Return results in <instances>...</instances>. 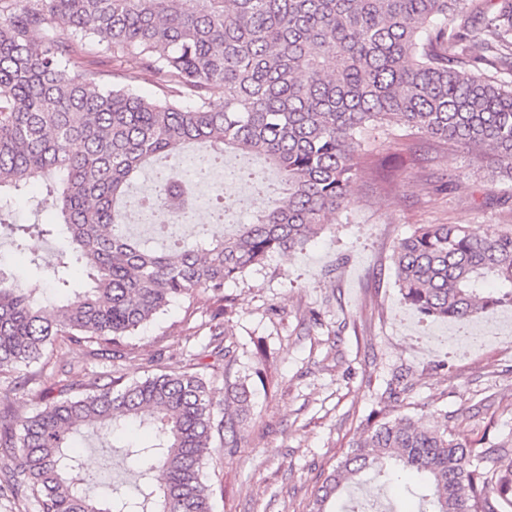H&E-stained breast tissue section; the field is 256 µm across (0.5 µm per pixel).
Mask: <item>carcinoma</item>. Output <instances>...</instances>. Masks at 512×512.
<instances>
[{"label":"carcinoma","mask_w":512,"mask_h":512,"mask_svg":"<svg viewBox=\"0 0 512 512\" xmlns=\"http://www.w3.org/2000/svg\"><path fill=\"white\" fill-rule=\"evenodd\" d=\"M0 0V224L32 175L43 179L63 242L35 264L62 290L44 304L24 283L0 281V376L38 364L59 337L120 359L128 339L183 299H204L214 322L195 354L224 356V397L198 372L126 382L110 373L71 381L20 417L0 398V498L38 512H212L202 461L220 439L240 447L251 392L223 347L224 284L303 247L350 205L361 174L385 177L360 132L391 121L482 155L512 181V0ZM112 61L73 70L91 43ZM150 82L158 95L138 93ZM223 108L212 106L213 97ZM202 152L208 179L227 153L257 155L284 196L247 224L157 249L124 231L129 189L162 157ZM192 188L156 173L134 207L185 210ZM404 303L433 320L463 321L512 305V228L473 234L421 224L393 249ZM90 283L72 289L74 272ZM498 285L487 291V284ZM129 426L154 442L123 449L130 493L82 477L85 441ZM399 465L422 483L421 512H512V441L475 448L448 428L406 415L367 421L366 436L314 493L326 512L348 483Z\"/></svg>","instance_id":"carcinoma-1"}]
</instances>
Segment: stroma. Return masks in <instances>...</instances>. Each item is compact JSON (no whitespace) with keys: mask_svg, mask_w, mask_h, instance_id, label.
<instances>
[{"mask_svg":"<svg viewBox=\"0 0 512 512\" xmlns=\"http://www.w3.org/2000/svg\"><path fill=\"white\" fill-rule=\"evenodd\" d=\"M369 153L395 160L389 183L364 177L339 221L303 249L271 256L263 267L224 285V331L233 343L240 376L254 380L253 411L240 448L214 449L200 469L211 486L214 512H310L313 493L360 438L369 415H407L490 447L512 435V339L477 340L449 348V323L425 320L406 306L390 255L420 224H461L475 232L512 225V182L491 175L492 162L461 147H439L425 135L392 124L370 131ZM263 158L227 154L208 191L227 188L235 208L227 223L248 220L250 192L232 170L265 169ZM52 236L26 237L16 249L0 236L9 273L25 274L31 259H54ZM204 307L177 303L140 329L125 358L90 357L66 342L48 352L15 403L30 416L45 390L87 371H115L126 380L162 366L191 363L207 343L195 333ZM403 386L400 402L386 388ZM148 429L83 443L84 471L121 482L118 448L146 442ZM401 475H364L332 498L328 512H356L367 494L381 491L387 512H419Z\"/></svg>","mask_w":512,"mask_h":512,"instance_id":"1","label":"stroma"}]
</instances>
